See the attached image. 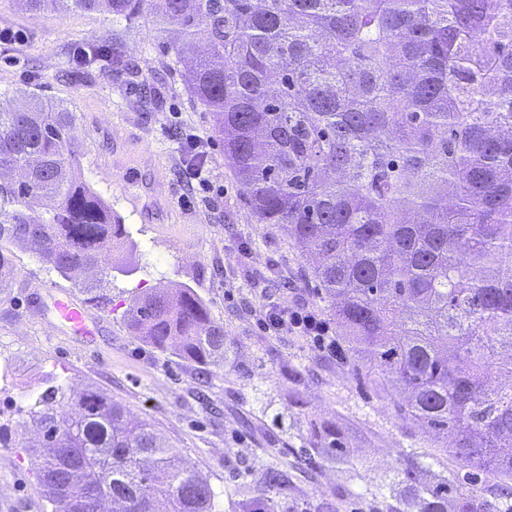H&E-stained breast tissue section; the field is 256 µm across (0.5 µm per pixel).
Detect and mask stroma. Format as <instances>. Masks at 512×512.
Masks as SVG:
<instances>
[{
    "instance_id": "stroma-1",
    "label": "stroma",
    "mask_w": 512,
    "mask_h": 512,
    "mask_svg": "<svg viewBox=\"0 0 512 512\" xmlns=\"http://www.w3.org/2000/svg\"><path fill=\"white\" fill-rule=\"evenodd\" d=\"M0 103L31 90L75 112L73 136L83 146V175L119 214L130 240L109 257L112 302L92 308L89 335L60 321L58 298L83 295L44 264L34 246H15V272L0 292V424L18 427V410L45 389L47 376L71 392L103 390L153 423L173 452L205 476L220 512H236L253 496L236 472L260 474L291 464L309 425L328 421L348 438L347 464L324 462L299 498L315 501L346 486L356 512L365 494L390 487L407 453L420 455V477L436 481L458 460L445 437L400 418L394 403L362 389L351 369L319 358L301 337L267 336L256 321L265 297L323 310L310 263L283 232L256 223L241 185L215 138L212 117L186 87L189 61L170 56L150 10L132 23L83 12L31 15L0 0ZM115 46L133 67L116 76L83 62L89 45ZM209 139L213 178L222 195L199 200L181 176L183 136ZM187 286L224 325V365L199 369L137 339L125 311L147 288ZM0 512H50L25 449L0 447Z\"/></svg>"
}]
</instances>
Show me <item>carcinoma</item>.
<instances>
[{"label":"carcinoma","mask_w":512,"mask_h":512,"mask_svg":"<svg viewBox=\"0 0 512 512\" xmlns=\"http://www.w3.org/2000/svg\"><path fill=\"white\" fill-rule=\"evenodd\" d=\"M28 12L78 10L129 22L145 7L187 88L213 119L258 224L301 254L358 377L407 394L406 421L451 436L464 468L432 485L407 454L400 493L375 512H512V0H17ZM122 71L121 51L96 48ZM76 115L26 92L0 111V283L9 247L107 306L105 257L121 243L111 207L81 180ZM133 335L200 365L224 364V325L190 287L139 292ZM47 388L23 422L51 449L36 471L51 512H218L209 481L157 428L96 389ZM298 475L271 465L240 512H341L342 488L288 497L315 479L312 455L347 462L346 438L310 424Z\"/></svg>","instance_id":"1"}]
</instances>
